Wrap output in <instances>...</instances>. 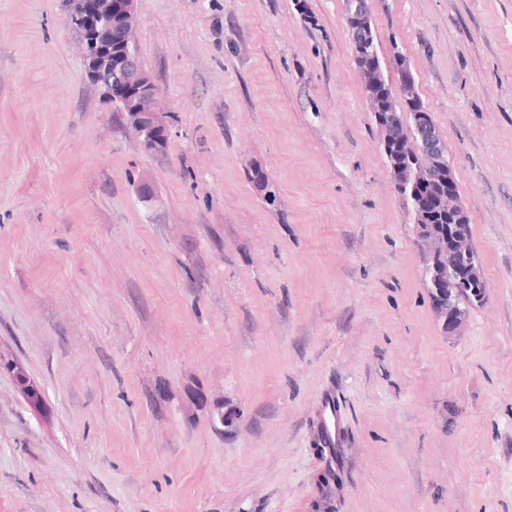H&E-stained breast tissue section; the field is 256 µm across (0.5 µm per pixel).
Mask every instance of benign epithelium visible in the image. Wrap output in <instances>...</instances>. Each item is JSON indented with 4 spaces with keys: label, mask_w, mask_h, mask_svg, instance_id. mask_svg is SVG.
I'll use <instances>...</instances> for the list:
<instances>
[{
    "label": "benign epithelium",
    "mask_w": 512,
    "mask_h": 512,
    "mask_svg": "<svg viewBox=\"0 0 512 512\" xmlns=\"http://www.w3.org/2000/svg\"><path fill=\"white\" fill-rule=\"evenodd\" d=\"M66 20L78 18L83 27L75 29L78 47L86 64L90 80L120 113V120L137 133L145 149L160 146L163 130L155 104L158 90L141 70L132 49L136 0H65ZM370 16L368 0H352L345 14L351 39H356V27ZM414 132L406 136L399 153L406 156L400 165L390 164L394 187L401 195L408 188L428 178L443 162L445 146L439 131L433 127L425 112L412 113ZM379 128L383 133L382 146H390L397 137L396 122L381 115ZM432 210L455 218L448 233L432 234L419 228L417 242L431 259L446 264L445 275H431L430 288L437 296V310L450 333L462 327L466 311L457 306L456 298L469 293L481 303L485 299V281L480 266L473 262V247L465 215L459 213L458 193L453 175H448V190L422 204Z\"/></svg>",
    "instance_id": "1"
}]
</instances>
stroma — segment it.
<instances>
[{"label":"stroma","instance_id":"obj_1","mask_svg":"<svg viewBox=\"0 0 512 512\" xmlns=\"http://www.w3.org/2000/svg\"><path fill=\"white\" fill-rule=\"evenodd\" d=\"M369 6L470 221L455 334L345 0H136L151 151L64 0H0V512H512V0ZM319 422L322 430L320 442L326 443L331 448L339 447L344 443L345 427L333 401H328L322 406Z\"/></svg>","mask_w":512,"mask_h":512}]
</instances>
